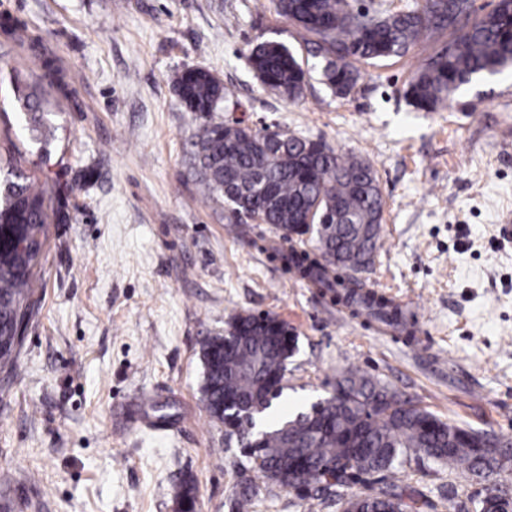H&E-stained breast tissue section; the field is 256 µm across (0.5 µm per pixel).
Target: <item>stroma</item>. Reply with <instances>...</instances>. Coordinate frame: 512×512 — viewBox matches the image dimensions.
I'll return each instance as SVG.
<instances>
[{
  "mask_svg": "<svg viewBox=\"0 0 512 512\" xmlns=\"http://www.w3.org/2000/svg\"><path fill=\"white\" fill-rule=\"evenodd\" d=\"M0 54L32 75L52 59L69 95L49 118L59 163L41 164L0 86V151L45 182L51 222L38 306L0 372V504L11 512H232L239 451L203 408L200 347L242 312L288 323L298 350L276 415L332 395L355 367L445 422L512 439V72L439 112L403 96L438 44L366 66L350 96L313 73L296 100L246 63L277 41L307 58L273 0H0ZM220 79L216 121L275 126L368 161L383 197L367 287L419 320L416 344L351 318L280 260L270 224H231L190 160L196 122L175 92L187 68ZM434 501L455 476L410 457L400 473ZM251 512H336L254 477Z\"/></svg>",
  "mask_w": 512,
  "mask_h": 512,
  "instance_id": "obj_1",
  "label": "stroma"
}]
</instances>
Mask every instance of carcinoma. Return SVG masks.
<instances>
[{"mask_svg": "<svg viewBox=\"0 0 512 512\" xmlns=\"http://www.w3.org/2000/svg\"><path fill=\"white\" fill-rule=\"evenodd\" d=\"M278 13L297 24L311 57L318 59L332 92L352 93L364 65L405 55L422 38L455 34L410 76L404 97L414 109L439 112L456 94L485 75L512 69V0H500L483 15L474 14L473 0H421L415 8L372 13L348 0H275ZM261 85L294 100L310 77L309 61L274 41L256 44L247 57ZM42 81L30 82L13 68L9 80L13 106L24 113L29 139L39 144L38 157L55 152L54 127L47 115L59 106L53 91L64 92L61 71L43 62ZM176 91L186 111L198 121L192 165L211 194H229L241 201L238 224L260 214L261 221L286 230L291 243L288 264L301 277L336 297L355 317L413 334L416 321L391 300L364 288L354 274L372 261L383 210L376 173L367 161L336 152L322 140L278 129L248 134L214 122L211 113L226 99L223 83L203 69H185L176 77ZM340 207L348 223L309 226L315 207ZM46 189L26 174L16 158L7 161L0 177V227L17 233L15 245L0 257V370H9L22 345V331L35 307L34 269L47 238ZM318 240L324 260L310 258L293 243ZM298 338L288 323L269 313L232 317L224 334L201 344V400L218 423L235 419L256 422L272 416L275 395L270 389L285 379L288 360ZM242 457L263 479L284 489L301 467V501L327 499L345 512H438L439 504L421 490L399 483L389 474L411 455L426 456L476 482L505 473L512 442L488 445L483 432L444 422L410 399L358 370L336 380L335 394L287 419L271 421L260 446L237 445ZM359 485L362 491L350 489ZM256 495L252 482L236 485L233 510L249 512ZM179 512H196L197 487L183 480L176 492ZM448 512H512V495L492 485L481 500L461 497L448 488Z\"/></svg>", "mask_w": 512, "mask_h": 512, "instance_id": "obj_1", "label": "carcinoma"}]
</instances>
